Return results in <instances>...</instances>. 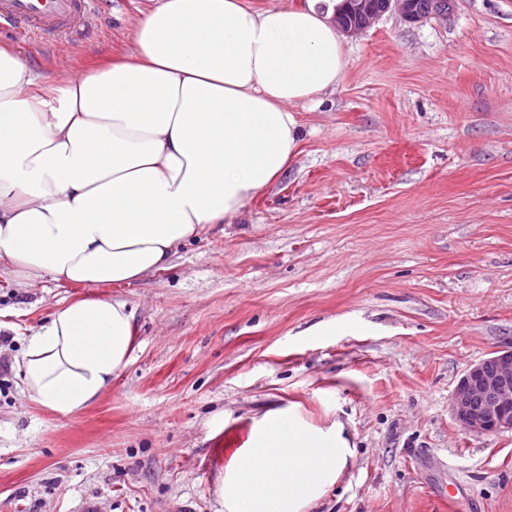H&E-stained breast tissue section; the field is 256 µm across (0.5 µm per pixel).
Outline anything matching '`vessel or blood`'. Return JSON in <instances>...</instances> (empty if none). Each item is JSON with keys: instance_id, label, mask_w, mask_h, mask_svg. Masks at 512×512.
<instances>
[{"instance_id": "vessel-or-blood-1", "label": "vessel or blood", "mask_w": 512, "mask_h": 512, "mask_svg": "<svg viewBox=\"0 0 512 512\" xmlns=\"http://www.w3.org/2000/svg\"><path fill=\"white\" fill-rule=\"evenodd\" d=\"M95 0H0V21L24 25L36 38L82 39L90 31Z\"/></svg>"}]
</instances>
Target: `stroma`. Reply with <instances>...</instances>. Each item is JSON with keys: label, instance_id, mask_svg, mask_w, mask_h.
<instances>
[{"label": "stroma", "instance_id": "stroma-1", "mask_svg": "<svg viewBox=\"0 0 512 512\" xmlns=\"http://www.w3.org/2000/svg\"><path fill=\"white\" fill-rule=\"evenodd\" d=\"M98 2L88 38L0 41L47 79L80 72L156 0ZM346 53L336 89L296 106L303 141L270 190L171 269L108 288L135 350L86 411L26 403L10 367L84 288L0 275V512H215L245 418L291 402L317 424L335 409L357 448L314 512H512V432L448 410L469 365L512 346V0L389 11Z\"/></svg>", "mask_w": 512, "mask_h": 512}]
</instances>
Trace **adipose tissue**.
<instances>
[{
  "label": "adipose tissue",
  "mask_w": 512,
  "mask_h": 512,
  "mask_svg": "<svg viewBox=\"0 0 512 512\" xmlns=\"http://www.w3.org/2000/svg\"><path fill=\"white\" fill-rule=\"evenodd\" d=\"M341 0H157L120 58L51 81L0 44V273L92 289L58 305L13 368L62 417L132 359L134 310L96 295L170 268L179 249L270 189L298 153L295 106L341 82ZM355 446L296 406L251 416L217 512H313Z\"/></svg>",
  "instance_id": "obj_1"
}]
</instances>
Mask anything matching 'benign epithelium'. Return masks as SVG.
<instances>
[{"mask_svg": "<svg viewBox=\"0 0 512 512\" xmlns=\"http://www.w3.org/2000/svg\"><path fill=\"white\" fill-rule=\"evenodd\" d=\"M447 0H430L419 6L417 0H347L351 22L336 16L337 27L353 37L362 34L388 11L399 13L409 22L448 16ZM449 411L467 432L483 435L512 431V346L469 366L449 398Z\"/></svg>", "mask_w": 512, "mask_h": 512, "instance_id": "1", "label": "benign epithelium"}]
</instances>
